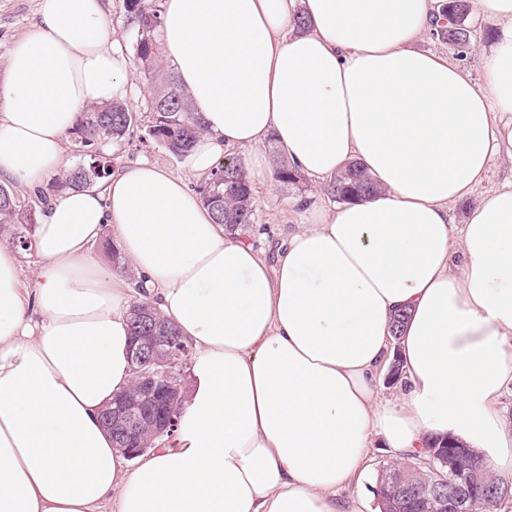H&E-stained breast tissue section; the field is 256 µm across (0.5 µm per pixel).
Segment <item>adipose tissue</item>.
<instances>
[{"label": "adipose tissue", "instance_id": "1", "mask_svg": "<svg viewBox=\"0 0 512 512\" xmlns=\"http://www.w3.org/2000/svg\"><path fill=\"white\" fill-rule=\"evenodd\" d=\"M476 3L504 22L479 82L415 46L439 0H165L166 63L205 128L194 172L246 149L265 183L273 138L311 183L355 164L378 192L316 211L271 267L143 160L46 208L31 283L1 241L0 512H360L375 438L400 460L450 433L512 470V182L461 229L449 215L512 158V0ZM138 91L104 0H43L0 78V181L40 186L80 112ZM107 225L195 351L172 441L133 468L100 422L133 382L135 290L91 252ZM400 309L404 378L383 399Z\"/></svg>", "mask_w": 512, "mask_h": 512}]
</instances>
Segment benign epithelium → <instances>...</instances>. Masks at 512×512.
I'll list each match as a JSON object with an SVG mask.
<instances>
[{
  "mask_svg": "<svg viewBox=\"0 0 512 512\" xmlns=\"http://www.w3.org/2000/svg\"><path fill=\"white\" fill-rule=\"evenodd\" d=\"M141 316L149 321L147 331L134 337L131 363L135 375L134 390L115 398L103 414V420L117 448L133 459L155 447V441L173 432L179 424L181 411L176 408L173 395L180 389L179 369L191 359V348L170 336L168 324L156 312L141 309ZM424 463L443 468H461L463 456L452 448H431ZM486 462L468 468L465 484L456 488L443 501L454 502L472 494H480L482 472Z\"/></svg>",
  "mask_w": 512,
  "mask_h": 512,
  "instance_id": "7a95c632",
  "label": "benign epithelium"
}]
</instances>
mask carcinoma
<instances>
[{
  "label": "carcinoma",
  "instance_id": "cac0c4a2",
  "mask_svg": "<svg viewBox=\"0 0 512 512\" xmlns=\"http://www.w3.org/2000/svg\"><path fill=\"white\" fill-rule=\"evenodd\" d=\"M126 13L136 31L135 56L150 88L149 120L147 135L164 147L171 155L182 158L203 135L204 127L192 112L187 93L179 86L171 72L162 69L159 43L156 33L161 24L162 6L147 0H124ZM446 23L435 29L437 37L450 45L463 46L467 42L468 0H444ZM137 120L122 102L104 106H91L78 116L70 133L76 151L84 156L82 163L64 169L57 178V191L90 187L112 176V155L101 149L104 143L121 144ZM274 178L284 185H299L304 176L285 153L272 146ZM202 205L207 208L215 223L221 224L231 233L255 223L252 190L239 158L234 154L224 156V161L210 172L196 188ZM326 195L336 202H347L377 192V187L356 165H351L342 174L334 177L325 186ZM33 211L28 209L6 184H0V238L4 237L22 251L32 249L30 226ZM406 477L414 482H438L448 487L458 484L459 476L444 470L440 473L422 465L418 457L408 462L384 467L377 482H384L387 474ZM379 509L386 512H477L486 506L493 510L504 507L503 498L461 501L445 508L437 500L417 502L399 499L380 490Z\"/></svg>",
  "mask_w": 512,
  "mask_h": 512
}]
</instances>
